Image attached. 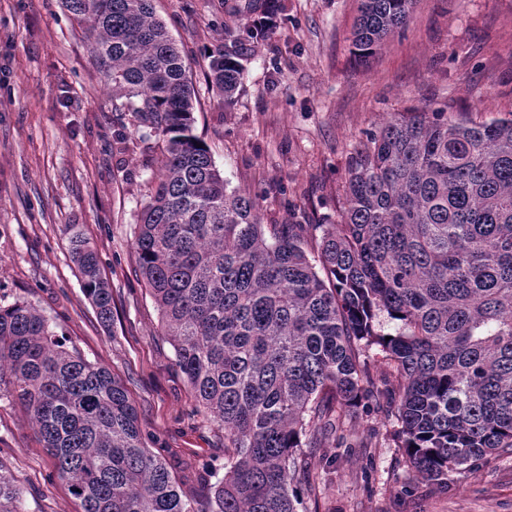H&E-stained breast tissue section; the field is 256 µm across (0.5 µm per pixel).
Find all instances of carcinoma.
Instances as JSON below:
<instances>
[{
  "label": "carcinoma",
  "mask_w": 512,
  "mask_h": 512,
  "mask_svg": "<svg viewBox=\"0 0 512 512\" xmlns=\"http://www.w3.org/2000/svg\"><path fill=\"white\" fill-rule=\"evenodd\" d=\"M415 2L358 0L360 61ZM63 7L88 25L113 110L161 143L134 246L197 411L224 430V477L194 507L147 448L125 386L33 305L0 306V393L26 408L82 512H298L301 437L318 448L381 397L414 482L446 490L448 472L512 453V118L393 116L351 153L337 223L264 224L195 134L184 51L152 0ZM241 45L208 55L211 85L228 97L243 78ZM70 249L110 324L97 251L79 232ZM383 315L396 334L378 330ZM374 348L393 379L374 380ZM0 512H22L1 474Z\"/></svg>",
  "instance_id": "obj_1"
}]
</instances>
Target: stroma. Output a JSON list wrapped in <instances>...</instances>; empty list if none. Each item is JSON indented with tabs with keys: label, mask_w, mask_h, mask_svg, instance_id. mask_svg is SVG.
Returning a JSON list of instances; mask_svg holds the SVG:
<instances>
[{
	"label": "stroma",
	"mask_w": 512,
	"mask_h": 512,
	"mask_svg": "<svg viewBox=\"0 0 512 512\" xmlns=\"http://www.w3.org/2000/svg\"><path fill=\"white\" fill-rule=\"evenodd\" d=\"M264 2L153 0L188 55L195 132L264 223L336 222L350 151L391 113L444 104L458 119L512 116V0H416L366 66L350 41L357 0H275L277 24L257 42L246 33ZM233 35L244 76L227 101L205 80V52ZM160 156L130 113L113 111L89 32L61 0H0V305L34 304L69 348L120 378L148 448L199 500L207 466L224 464V436L195 411L134 248ZM76 231L111 285L110 327L82 293ZM391 411L369 404L309 451L305 512H512V454L449 473L444 491L412 484ZM0 464L25 512H79L11 398L0 399Z\"/></svg>",
	"instance_id": "obj_1"
}]
</instances>
